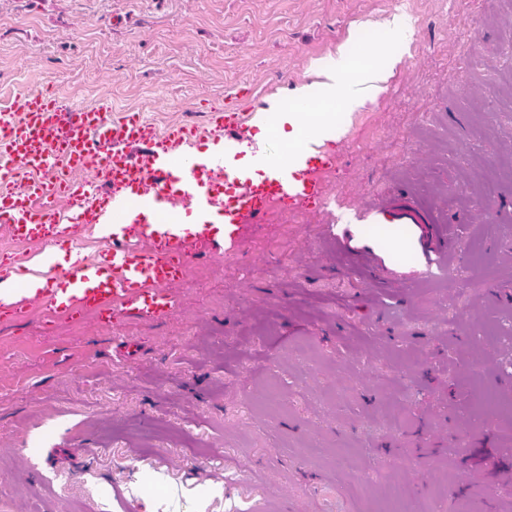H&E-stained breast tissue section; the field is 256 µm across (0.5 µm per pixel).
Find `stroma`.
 <instances>
[{
	"mask_svg": "<svg viewBox=\"0 0 512 512\" xmlns=\"http://www.w3.org/2000/svg\"><path fill=\"white\" fill-rule=\"evenodd\" d=\"M508 46L512 0H0V106L51 86L202 128L234 85L290 107L338 55L380 70L355 109L312 101L339 128L326 196L409 199L478 253L404 296L275 224L166 318L0 324V512H512V418L475 400L512 399Z\"/></svg>",
	"mask_w": 512,
	"mask_h": 512,
	"instance_id": "35a3bbf8",
	"label": "stroma"
}]
</instances>
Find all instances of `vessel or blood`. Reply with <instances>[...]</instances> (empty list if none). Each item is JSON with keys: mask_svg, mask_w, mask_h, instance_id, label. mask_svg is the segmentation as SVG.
Returning a JSON list of instances; mask_svg holds the SVG:
<instances>
[{"mask_svg": "<svg viewBox=\"0 0 512 512\" xmlns=\"http://www.w3.org/2000/svg\"><path fill=\"white\" fill-rule=\"evenodd\" d=\"M266 98L237 86L212 107L207 128L162 131L139 111L78 105L50 87L17 94L0 109V227L12 245L11 261L0 262V322L32 313L45 328L88 314L104 324L165 318L193 263L215 251L241 252L272 208L301 213L322 201L319 175L335 167L334 145L313 133L285 161L257 144V125L279 118ZM204 137L221 150L196 153ZM246 148L263 180L239 164ZM183 211L197 223H179ZM401 229L390 252L357 244L353 225H325L324 237L405 292L466 251L428 217ZM86 237L101 243L98 257L62 268L51 261L50 248ZM24 257L22 284L12 262Z\"/></svg>", "mask_w": 512, "mask_h": 512, "instance_id": "b4317fda", "label": "vessel or blood"}]
</instances>
